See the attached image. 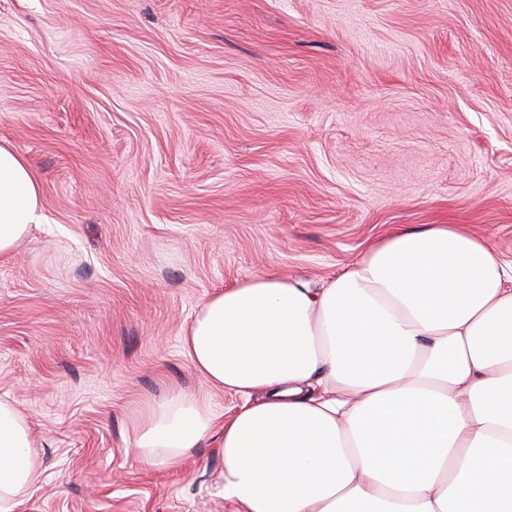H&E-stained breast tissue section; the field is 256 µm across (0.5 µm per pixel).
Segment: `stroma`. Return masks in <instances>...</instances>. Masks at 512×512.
<instances>
[{
    "label": "stroma",
    "instance_id": "35a3bbf8",
    "mask_svg": "<svg viewBox=\"0 0 512 512\" xmlns=\"http://www.w3.org/2000/svg\"><path fill=\"white\" fill-rule=\"evenodd\" d=\"M0 142L42 188L0 261L17 512H237L211 444L145 467L136 417L207 390L182 334L218 290L426 224L512 259V0H0ZM25 417L0 398V511L15 512L20 498L39 483L42 470L30 451Z\"/></svg>",
    "mask_w": 512,
    "mask_h": 512
}]
</instances>
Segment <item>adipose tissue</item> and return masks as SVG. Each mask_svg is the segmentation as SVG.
Returning a JSON list of instances; mask_svg holds the SVG:
<instances>
[{
    "mask_svg": "<svg viewBox=\"0 0 512 512\" xmlns=\"http://www.w3.org/2000/svg\"><path fill=\"white\" fill-rule=\"evenodd\" d=\"M41 185L0 143V258L40 218ZM238 404L184 392L133 426L140 463L201 443L239 512H512V262L457 224L402 230L314 284L262 274L218 291L182 336ZM42 470L0 399V512Z\"/></svg>",
    "mask_w": 512,
    "mask_h": 512,
    "instance_id": "adipose-tissue-1",
    "label": "adipose tissue"
}]
</instances>
